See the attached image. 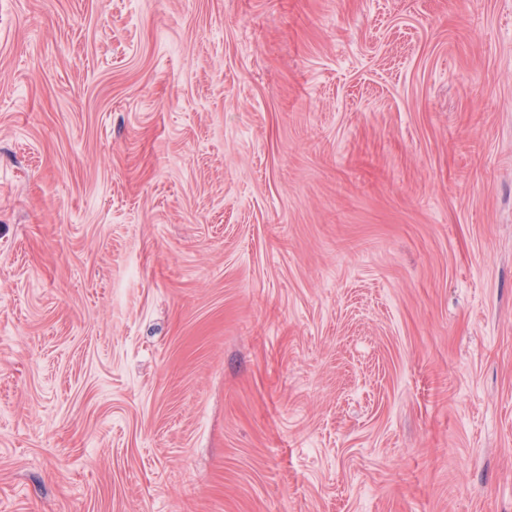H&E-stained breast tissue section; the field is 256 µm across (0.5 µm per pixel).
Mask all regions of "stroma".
<instances>
[{
    "label": "stroma",
    "instance_id": "1",
    "mask_svg": "<svg viewBox=\"0 0 512 512\" xmlns=\"http://www.w3.org/2000/svg\"><path fill=\"white\" fill-rule=\"evenodd\" d=\"M0 512H512V0H0Z\"/></svg>",
    "mask_w": 512,
    "mask_h": 512
}]
</instances>
